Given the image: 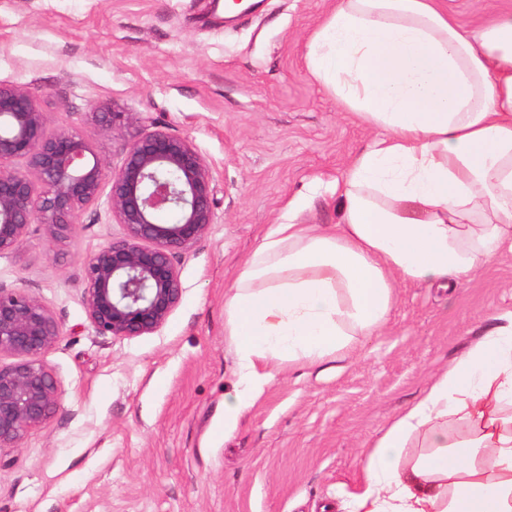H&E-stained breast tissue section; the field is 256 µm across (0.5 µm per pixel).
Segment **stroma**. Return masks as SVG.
Listing matches in <instances>:
<instances>
[{"instance_id":"stroma-1","label":"stroma","mask_w":512,"mask_h":512,"mask_svg":"<svg viewBox=\"0 0 512 512\" xmlns=\"http://www.w3.org/2000/svg\"><path fill=\"white\" fill-rule=\"evenodd\" d=\"M329 0H264L219 24L210 0H0V83L36 96L49 131L80 134L110 168L162 129L212 171L214 222L174 254L182 298L157 332L96 335L82 259L124 228L106 204L71 236L34 224L0 257V286L34 293L61 335L44 355L63 396L20 447L0 448V512H349L365 454L428 382L512 312V253L450 291L398 284L388 322L321 366L285 362L232 431L239 384L224 296L288 202L332 224L328 185L371 137L309 75L303 44ZM132 115L102 129L96 104Z\"/></svg>"}]
</instances>
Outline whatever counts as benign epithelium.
Wrapping results in <instances>:
<instances>
[{
  "mask_svg": "<svg viewBox=\"0 0 512 512\" xmlns=\"http://www.w3.org/2000/svg\"><path fill=\"white\" fill-rule=\"evenodd\" d=\"M108 177V209L124 235L84 260L86 316L98 336L153 334L182 297L173 254L213 224L210 167L188 139L153 130L131 142L109 176L86 139L48 132L32 93L0 83V256L14 253L32 224L53 241L68 238ZM169 212L176 219L158 220ZM60 333L36 296L0 286V356L14 358L0 365V448L20 447L60 408V381L43 360Z\"/></svg>",
  "mask_w": 512,
  "mask_h": 512,
  "instance_id": "1",
  "label": "benign epithelium"
}]
</instances>
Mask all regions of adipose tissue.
I'll return each instance as SVG.
<instances>
[{
    "label": "adipose tissue",
    "instance_id": "obj_1",
    "mask_svg": "<svg viewBox=\"0 0 512 512\" xmlns=\"http://www.w3.org/2000/svg\"><path fill=\"white\" fill-rule=\"evenodd\" d=\"M304 60L375 135L334 188L336 224L273 225L239 265L224 333L244 387L224 400L228 430L274 366L323 363L380 329L398 282L451 288L512 248V11L467 32L446 0H333ZM351 512H512V322L382 431Z\"/></svg>",
    "mask_w": 512,
    "mask_h": 512
}]
</instances>
